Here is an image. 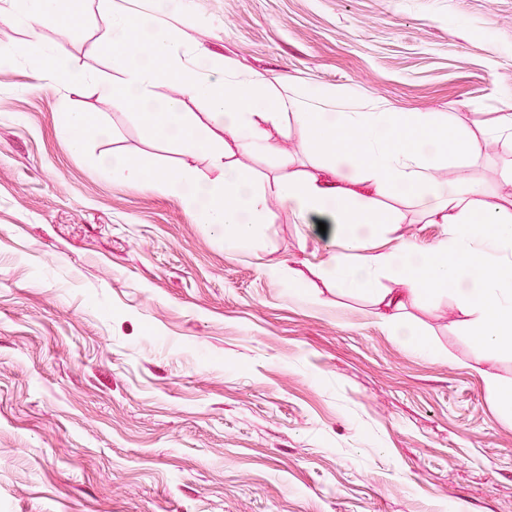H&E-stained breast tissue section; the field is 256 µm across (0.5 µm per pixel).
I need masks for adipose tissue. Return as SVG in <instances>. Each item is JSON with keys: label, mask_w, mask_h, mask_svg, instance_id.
<instances>
[{"label": "adipose tissue", "mask_w": 512, "mask_h": 512, "mask_svg": "<svg viewBox=\"0 0 512 512\" xmlns=\"http://www.w3.org/2000/svg\"><path fill=\"white\" fill-rule=\"evenodd\" d=\"M140 34L144 53L126 62L119 83L98 82L99 95L134 103L145 113L158 112L160 133L183 141L189 151L207 149L212 164L224 172L223 182L213 185L201 181L193 166L183 165L166 185L170 194L178 196L203 223L230 227L240 241H248L253 224L265 213L267 195L229 161L225 150L214 147L213 127L222 128L237 147L252 153L270 151L262 125L278 109H292L296 121L312 126L322 140L335 139L344 128H357L366 143L364 154H336L330 176L323 180L277 182V197L300 218L318 216L333 225H346L347 239L357 241L373 233V204L392 189L416 195L425 217L431 223L448 225L450 236L437 248L405 243L388 253L354 260L339 255L320 268V276L340 288H365L380 273H389L397 287L386 292L382 301L394 311L414 301L423 283L449 285L468 318V334L477 339L487 358L499 355L504 337L512 334V258L505 253L512 242V211L477 182L445 190L429 188L431 158L449 154L471 160L479 151L477 137L458 136L449 130L447 121L424 112L415 124L422 140L398 149L391 144L396 123L393 113L340 112L323 118L313 112L305 95L275 100L253 85L227 82L219 73L185 85L187 96L205 107L198 116L184 111L181 99H160L151 90L160 76L156 63L169 53L170 29L146 19ZM244 102L249 105L245 112L239 109Z\"/></svg>", "instance_id": "obj_1"}]
</instances>
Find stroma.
I'll list each match as a JSON object with an SVG mask.
<instances>
[{"label":"stroma","instance_id":"obj_1","mask_svg":"<svg viewBox=\"0 0 512 512\" xmlns=\"http://www.w3.org/2000/svg\"><path fill=\"white\" fill-rule=\"evenodd\" d=\"M40 26L0 21V512H512V348L487 359L455 295L426 287L399 320L380 277L337 289L318 276L344 238L321 234L269 197L248 246L198 223L162 189L113 171L124 158L155 180L184 145L140 110L103 100L122 59L89 53L112 19L153 0H75ZM174 56L272 97L334 88L340 112L384 109L396 147L423 112L484 133L477 161L438 160L433 187L480 182L512 199V0H169ZM59 47L87 83L41 75ZM88 116L81 149L62 136ZM272 153L232 160L260 186L322 175L334 146L281 111ZM290 152L282 168L278 150ZM357 255L407 238L437 246L415 198L387 192Z\"/></svg>","mask_w":512,"mask_h":512}]
</instances>
